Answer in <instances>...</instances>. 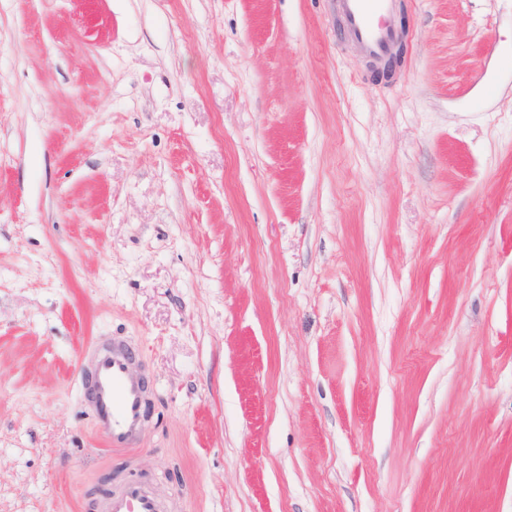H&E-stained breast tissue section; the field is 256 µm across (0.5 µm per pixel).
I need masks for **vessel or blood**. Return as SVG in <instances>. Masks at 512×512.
Returning a JSON list of instances; mask_svg holds the SVG:
<instances>
[{
    "label": "vessel or blood",
    "instance_id": "b4317fda",
    "mask_svg": "<svg viewBox=\"0 0 512 512\" xmlns=\"http://www.w3.org/2000/svg\"><path fill=\"white\" fill-rule=\"evenodd\" d=\"M394 2L341 0L349 37L372 58H385L397 38L388 24ZM87 361L89 377L80 387V396L110 451L125 456L137 444L149 410L147 381L137 353L116 339L108 345L92 346ZM105 512H161V506L141 483L122 481L106 494Z\"/></svg>",
    "mask_w": 512,
    "mask_h": 512
}]
</instances>
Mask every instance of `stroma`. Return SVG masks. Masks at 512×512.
Here are the masks:
<instances>
[{"label":"stroma","mask_w":512,"mask_h":512,"mask_svg":"<svg viewBox=\"0 0 512 512\" xmlns=\"http://www.w3.org/2000/svg\"><path fill=\"white\" fill-rule=\"evenodd\" d=\"M398 8L0 0V512L110 487L103 336L174 512H512V0ZM349 37L374 59L385 58L397 38L388 24L396 0H340ZM399 26L400 37L390 56L384 61L367 62V69L370 77L376 83L389 82L405 62L407 55V43L405 40L407 22L404 14L400 18ZM86 357L90 375L80 396L92 412L96 432L122 458L143 431L149 410L147 381L136 351L123 340L93 345Z\"/></svg>","instance_id":"1"}]
</instances>
